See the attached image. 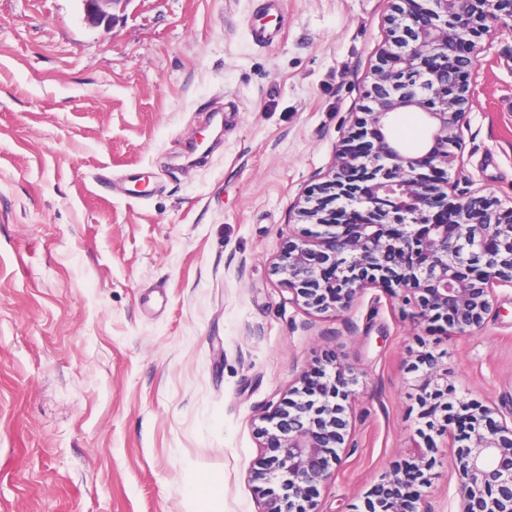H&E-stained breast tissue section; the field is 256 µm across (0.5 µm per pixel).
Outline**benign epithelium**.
<instances>
[{"label":"benign epithelium","mask_w":512,"mask_h":512,"mask_svg":"<svg viewBox=\"0 0 512 512\" xmlns=\"http://www.w3.org/2000/svg\"><path fill=\"white\" fill-rule=\"evenodd\" d=\"M121 0H84L86 17L102 22ZM512 25V0H398L389 46L374 69L365 100L376 133L361 153L342 151L332 178L297 210L318 228L316 244L302 239L273 271L289 302L317 312L349 311L368 288L442 323L454 335L482 330L496 287H512V207L474 196L450 181L449 148L457 144L479 42L495 25ZM422 114V143L409 151L392 137L400 112ZM452 210L454 223L438 219ZM420 415L448 430L441 411L452 404L468 424L457 449L456 512H512V408L505 412L448 384V371L430 352L417 355ZM356 378L343 363L304 372L288 389L265 437L260 463L278 484L261 512H318L311 491L328 483L349 452L346 441ZM429 464L417 458L370 491L379 512H435L421 488Z\"/></svg>","instance_id":"obj_1"}]
</instances>
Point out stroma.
Segmentation results:
<instances>
[{
  "label": "stroma",
  "instance_id": "35a3bbf8",
  "mask_svg": "<svg viewBox=\"0 0 512 512\" xmlns=\"http://www.w3.org/2000/svg\"><path fill=\"white\" fill-rule=\"evenodd\" d=\"M390 13L119 0L95 24L83 0H0V512H260L262 418L332 357L359 398L321 512H364L420 444L417 352L512 401V288L464 338L414 326L378 288L306 313L271 273L363 116ZM478 59L449 175L512 199V28ZM433 443L428 493L448 512L455 451Z\"/></svg>",
  "mask_w": 512,
  "mask_h": 512
}]
</instances>
